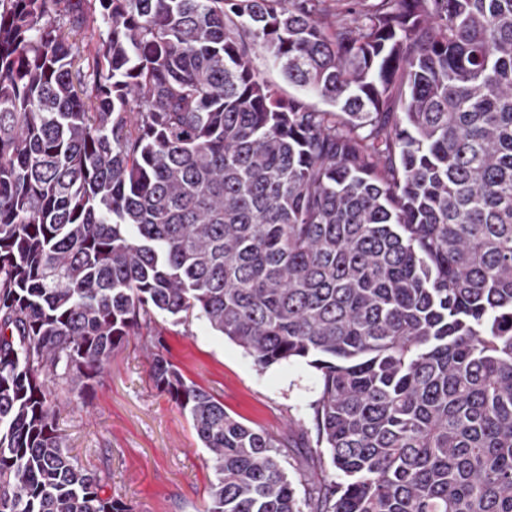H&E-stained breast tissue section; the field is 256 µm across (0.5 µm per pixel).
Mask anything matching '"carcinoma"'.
Segmentation results:
<instances>
[{
  "instance_id": "cac0c4a2",
  "label": "carcinoma",
  "mask_w": 512,
  "mask_h": 512,
  "mask_svg": "<svg viewBox=\"0 0 512 512\" xmlns=\"http://www.w3.org/2000/svg\"><path fill=\"white\" fill-rule=\"evenodd\" d=\"M344 2L0 0V512H131L57 412L156 313L317 372L295 481L150 344L205 512H512V0Z\"/></svg>"
}]
</instances>
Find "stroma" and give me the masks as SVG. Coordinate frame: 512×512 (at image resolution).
I'll return each instance as SVG.
<instances>
[{"label":"stroma","instance_id":"35a3bbf8","mask_svg":"<svg viewBox=\"0 0 512 512\" xmlns=\"http://www.w3.org/2000/svg\"><path fill=\"white\" fill-rule=\"evenodd\" d=\"M162 353L185 377L242 421L283 439L290 477L309 466L316 433L307 402L317 375L302 362L255 366L204 322L174 324L155 315ZM58 424L84 466L108 478L107 491L133 512H204L214 479L210 455L176 404L154 386L142 337L117 348L89 403L71 398Z\"/></svg>","mask_w":512,"mask_h":512}]
</instances>
